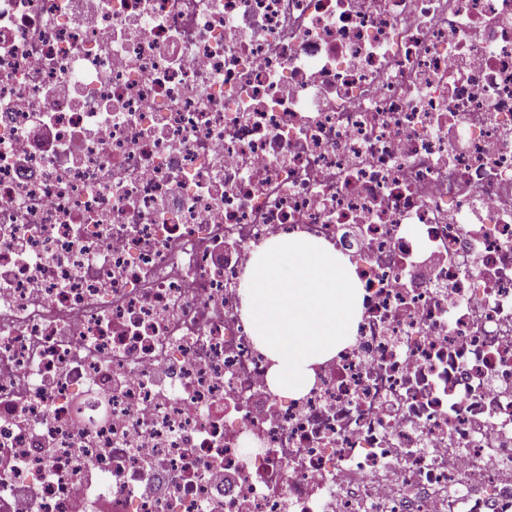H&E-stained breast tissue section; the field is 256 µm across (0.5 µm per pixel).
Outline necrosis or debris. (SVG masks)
Instances as JSON below:
<instances>
[{
    "mask_svg": "<svg viewBox=\"0 0 512 512\" xmlns=\"http://www.w3.org/2000/svg\"><path fill=\"white\" fill-rule=\"evenodd\" d=\"M312 238L301 393L243 311ZM512 512V0H0V512Z\"/></svg>",
    "mask_w": 512,
    "mask_h": 512,
    "instance_id": "1",
    "label": "necrosis or debris"
}]
</instances>
